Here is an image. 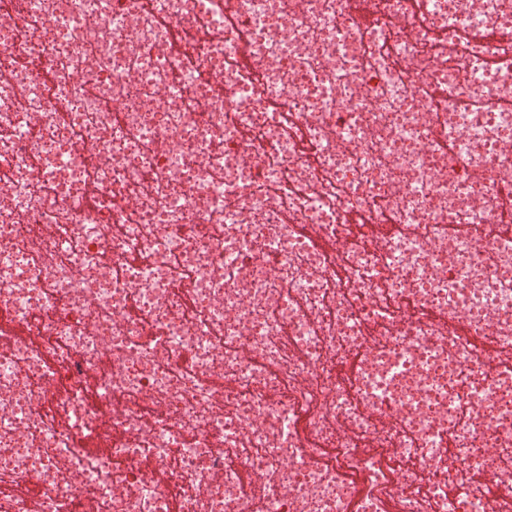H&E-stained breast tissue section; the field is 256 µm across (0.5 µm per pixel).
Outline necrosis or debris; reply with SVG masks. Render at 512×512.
<instances>
[{
	"label": "necrosis or debris",
	"mask_w": 512,
	"mask_h": 512,
	"mask_svg": "<svg viewBox=\"0 0 512 512\" xmlns=\"http://www.w3.org/2000/svg\"><path fill=\"white\" fill-rule=\"evenodd\" d=\"M417 7L0 0V512H512V0ZM476 343L490 356L493 371L496 373L508 370L512 372V344L498 340L492 331L486 336L476 338Z\"/></svg>",
	"instance_id": "necrosis-or-debris-1"
}]
</instances>
